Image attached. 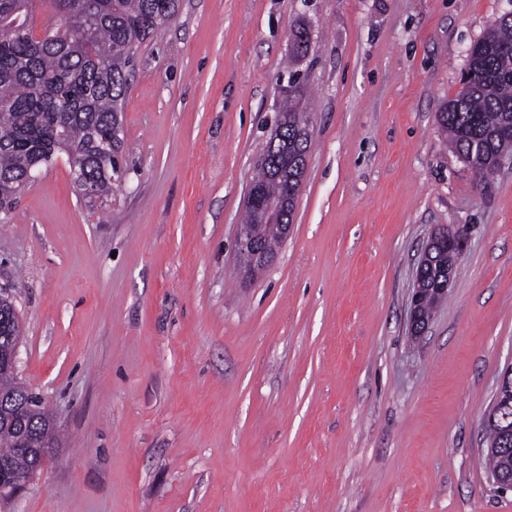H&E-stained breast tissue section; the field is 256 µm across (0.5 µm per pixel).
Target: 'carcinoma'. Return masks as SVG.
<instances>
[{"label":"carcinoma","mask_w":512,"mask_h":512,"mask_svg":"<svg viewBox=\"0 0 512 512\" xmlns=\"http://www.w3.org/2000/svg\"><path fill=\"white\" fill-rule=\"evenodd\" d=\"M74 11L72 23L53 39L35 33L36 8ZM180 0H0V212L9 213L27 186L28 169L63 154L77 189L88 202L112 198L122 182V101L134 52L174 20ZM469 78L436 120L449 144L485 178L501 152L512 149V20H501L469 50ZM277 125L288 139V169L268 154L256 163L251 186L280 199L298 175L295 158L311 146L306 115L292 103ZM448 243L433 253L418 281L425 312L444 298ZM14 302L0 296L8 335L22 336ZM31 393L12 367L0 364V461L17 474L39 465L33 452L54 428L45 407L28 404ZM512 427V408L484 427L487 441Z\"/></svg>","instance_id":"1"}]
</instances>
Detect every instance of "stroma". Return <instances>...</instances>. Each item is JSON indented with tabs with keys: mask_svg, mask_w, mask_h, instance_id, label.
<instances>
[{
	"mask_svg": "<svg viewBox=\"0 0 512 512\" xmlns=\"http://www.w3.org/2000/svg\"><path fill=\"white\" fill-rule=\"evenodd\" d=\"M512 0H181L139 47L126 178L65 157L0 220L18 373L58 434L0 512H512L481 425L512 362V165L436 116ZM311 148L293 230L246 279L255 163L292 84ZM471 228L409 329L432 232Z\"/></svg>",
	"mask_w": 512,
	"mask_h": 512,
	"instance_id": "obj_1",
	"label": "stroma"
}]
</instances>
